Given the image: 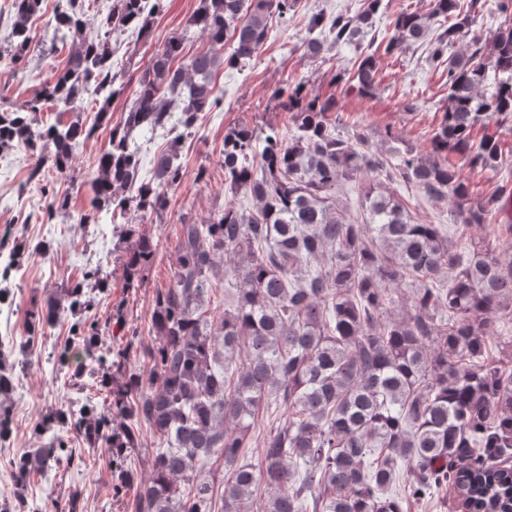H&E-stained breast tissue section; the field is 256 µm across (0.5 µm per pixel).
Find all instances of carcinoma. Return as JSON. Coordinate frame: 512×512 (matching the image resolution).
Masks as SVG:
<instances>
[{
    "label": "carcinoma",
    "mask_w": 512,
    "mask_h": 512,
    "mask_svg": "<svg viewBox=\"0 0 512 512\" xmlns=\"http://www.w3.org/2000/svg\"><path fill=\"white\" fill-rule=\"evenodd\" d=\"M298 0H198L185 29L156 51L136 78L135 100L109 133L98 158L94 207L125 215L160 214L167 192L182 179L179 144L219 107L215 77L242 67L267 38L273 15ZM40 0H15L17 63L30 48L28 19ZM481 0H433L431 13L402 12L393 35L364 56L349 77L369 94L377 86L376 55L424 41L434 60L448 61V104L435 128L438 153H459L472 172L494 170L501 143H473L476 127L492 116L512 118V24L499 27L490 47L463 41ZM163 0H112L97 10V36L82 38L83 0H59L50 26L52 54L79 49L51 70L40 90L0 114V150L19 144L37 165L65 168L125 94L114 70L112 33L150 34ZM381 0L357 15H312L309 31L336 44L358 45L375 27ZM443 17L433 27L432 19ZM208 47L184 56L191 29ZM230 53H224V41ZM504 75L488 96L487 71ZM295 129L240 126L224 136V191L255 200L232 201L206 224H180L173 283L153 297L146 352L148 370H126L141 348L127 339L122 360L112 350L97 357L96 380L109 392L102 408L89 399L61 414L90 448L104 446L115 461V489L134 488L132 512H406L444 488L459 489L481 508L512 498V246L486 236L464 238L460 226H481L495 197L475 196L446 158L410 152L398 163L366 149L356 130L336 134V106L286 83L273 91ZM97 107L88 127L76 120L47 125L40 113L78 114ZM166 129L169 149L141 176L137 136ZM410 184L433 200L454 205L455 224H422L394 193L370 187L361 198L365 219L347 222L337 189L364 173ZM47 220L69 208L49 193ZM155 253L148 239L129 255L130 287ZM224 262L219 317L207 316L211 276ZM103 265L88 267L67 291L71 308L87 312L110 286ZM95 323L78 321L58 349L60 371L95 343ZM492 339L503 359L487 356ZM158 439L149 479L125 467L141 430ZM42 446L12 467L28 477L45 473L61 456L76 464L62 430H40ZM258 449L252 454L251 449Z\"/></svg>",
    "instance_id": "obj_1"
}]
</instances>
